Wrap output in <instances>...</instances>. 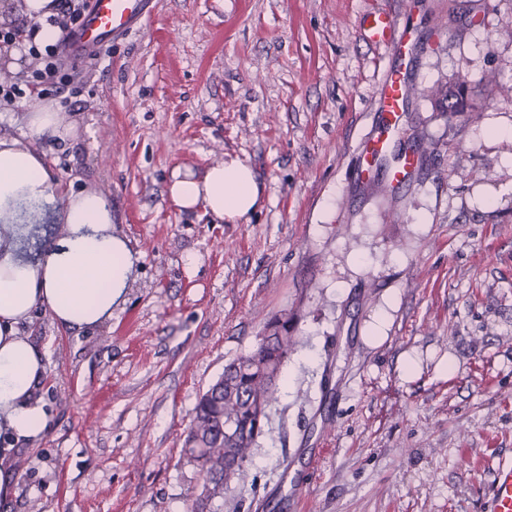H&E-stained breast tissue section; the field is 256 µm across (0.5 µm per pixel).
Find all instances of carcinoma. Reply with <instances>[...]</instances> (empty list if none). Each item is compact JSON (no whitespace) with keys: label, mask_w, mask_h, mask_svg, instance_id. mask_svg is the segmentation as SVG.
<instances>
[{"label":"carcinoma","mask_w":512,"mask_h":512,"mask_svg":"<svg viewBox=\"0 0 512 512\" xmlns=\"http://www.w3.org/2000/svg\"><path fill=\"white\" fill-rule=\"evenodd\" d=\"M436 97L453 112L470 110L461 86L440 88ZM299 317L297 309L271 317L256 349L225 365L224 373L199 397L182 448L204 480L192 512H207L208 502L223 495L224 485L238 477L264 434L283 367L296 345L292 332Z\"/></svg>","instance_id":"carcinoma-1"}]
</instances>
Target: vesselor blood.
Returning a JSON list of instances; mask_svg holds the SVG:
<instances>
[{"label": "vessel or blood", "mask_w": 512, "mask_h": 512, "mask_svg": "<svg viewBox=\"0 0 512 512\" xmlns=\"http://www.w3.org/2000/svg\"><path fill=\"white\" fill-rule=\"evenodd\" d=\"M155 7L156 0H90L80 26L66 38L69 60L82 63L90 49L118 43L132 32L144 29ZM361 24L371 40L384 48L387 61L374 97L376 130L363 136L356 145V178L361 184H370L376 178L378 162L385 159L389 162L387 183L394 187L417 168L415 156L393 152L412 94L409 70L414 30L397 24L386 11L364 15ZM486 508L487 512H512V463L498 464Z\"/></svg>", "instance_id": "1"}]
</instances>
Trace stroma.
I'll return each mask as SVG.
<instances>
[{"label": "stroma", "instance_id": "stroma-1", "mask_svg": "<svg viewBox=\"0 0 512 512\" xmlns=\"http://www.w3.org/2000/svg\"><path fill=\"white\" fill-rule=\"evenodd\" d=\"M377 9L413 20L404 128L436 144L389 205L352 154L386 59L359 26ZM511 15L512 0H157L143 32L47 95L74 127L33 149L63 188L108 197L140 261L99 329L43 311L24 328L52 419L8 459L0 512H190L199 394L295 306L266 433L211 512H485L512 460ZM458 83L472 111H440L433 87ZM231 157L257 173L255 213L217 224L173 204L174 174Z\"/></svg>", "mask_w": 512, "mask_h": 512}]
</instances>
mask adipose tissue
<instances>
[{
  "label": "adipose tissue",
  "mask_w": 512,
  "mask_h": 512,
  "mask_svg": "<svg viewBox=\"0 0 512 512\" xmlns=\"http://www.w3.org/2000/svg\"><path fill=\"white\" fill-rule=\"evenodd\" d=\"M181 209L203 207L219 221L254 213L262 198L251 165L232 158L202 178H175L169 188ZM62 203L66 233L43 242L36 258L21 251L18 200ZM138 258L112 231V209L93 191L58 195L42 154L0 136V458L12 445L40 438L51 413L35 392L46 375L42 354L21 329L37 310L69 330H88L111 319L123 301Z\"/></svg>",
  "instance_id": "1"
}]
</instances>
